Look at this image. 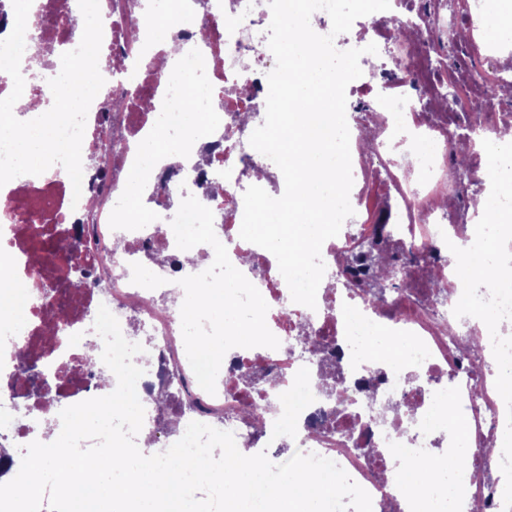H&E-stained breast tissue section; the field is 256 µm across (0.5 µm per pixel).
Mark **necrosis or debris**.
<instances>
[{"instance_id": "4bbe7bcc", "label": "necrosis or debris", "mask_w": 512, "mask_h": 512, "mask_svg": "<svg viewBox=\"0 0 512 512\" xmlns=\"http://www.w3.org/2000/svg\"><path fill=\"white\" fill-rule=\"evenodd\" d=\"M159 3L151 15L141 0H99L100 54L119 66L87 114L81 156L95 163L84 166L80 188L58 164L0 187V256L15 272L11 287L0 289V351L46 324L45 285L64 287L66 300L64 318L37 354L61 396L21 408L24 383L0 367V437L22 447L49 442L35 423L60 425L62 409L115 389L93 328L102 304L124 337L145 348L134 358L144 370L137 395L145 426L157 425L153 395L163 387L180 420L232 432L238 447L299 448L334 461L369 493L372 512H512V497L501 491L512 483V448L503 445L512 388L497 369L500 353L512 352V283L477 284L469 274L512 249V151L493 165L470 151L460 171L449 123L478 114L482 124L469 138L500 142L512 132V98L483 96L484 88L512 82V26L490 42L483 0H466L459 10L448 0H390V10L358 18L335 38L340 50L376 44L379 57L361 56L368 77L361 94L347 99L355 115L354 214L322 246L327 285L311 309L293 302L274 255L239 235L246 188L256 184L274 197L285 188L275 163L249 143L265 120L266 75L275 66L268 0H208L206 37L179 28L180 49L163 75L156 60L165 51L150 29L175 22L195 0ZM82 22L68 6L51 11L36 0L26 54L49 44L52 28L63 50H74L72 31ZM462 27L468 39L459 48ZM192 123L211 147L203 167L191 159ZM149 131L164 140L140 150ZM173 147L183 163H165ZM133 178L146 202L139 209L124 199ZM216 180L223 191L214 196L207 187ZM475 196L498 221L476 222ZM29 215L51 249L78 244L94 308L81 309L70 265L31 262V248L18 245V226ZM379 241L386 255L413 258L381 305L368 280L353 274ZM189 251L204 263L182 264ZM228 282L236 289L224 307L202 305L184 317L171 300L177 288L192 293ZM16 289L23 305L10 299ZM258 303L262 325L240 342L238 322ZM484 323L496 329L489 345L481 341ZM192 334L223 337V363L194 347ZM268 404L270 416L254 431L252 413ZM447 406L462 420V436L449 438L437 422ZM458 452L462 466L434 472L422 499L396 490L410 458Z\"/></svg>"}]
</instances>
